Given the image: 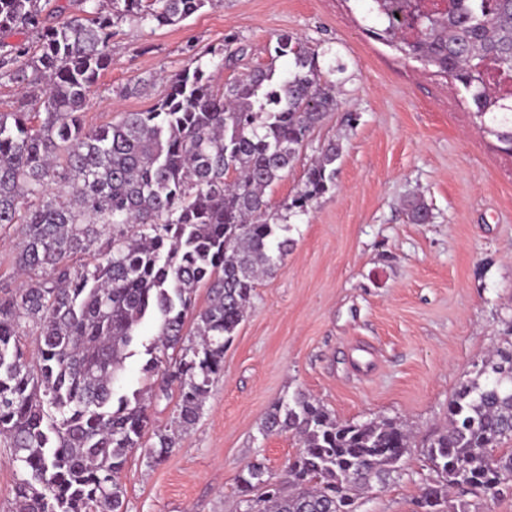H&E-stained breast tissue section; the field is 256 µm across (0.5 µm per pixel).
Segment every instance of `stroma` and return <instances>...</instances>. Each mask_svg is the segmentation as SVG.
Returning <instances> with one entry per match:
<instances>
[{"label": "stroma", "instance_id": "1", "mask_svg": "<svg viewBox=\"0 0 512 512\" xmlns=\"http://www.w3.org/2000/svg\"><path fill=\"white\" fill-rule=\"evenodd\" d=\"M362 0H212L174 26L124 21L112 66L91 87L83 121L144 112L192 58L209 64L225 38L246 48L217 84L266 64L275 38L298 36L332 74L339 107L275 184L279 206L329 140L340 139L336 187L290 217L292 244L261 279L199 420L161 463L128 457L124 512H244L236 478L253 462L282 476L298 452L263 436L271 405L297 391L341 422L378 417L415 438L397 474L364 491L354 512H421L433 474L422 445L474 365L512 342V156L498 149L466 93L365 32ZM432 221L412 223L411 197Z\"/></svg>", "mask_w": 512, "mask_h": 512}]
</instances>
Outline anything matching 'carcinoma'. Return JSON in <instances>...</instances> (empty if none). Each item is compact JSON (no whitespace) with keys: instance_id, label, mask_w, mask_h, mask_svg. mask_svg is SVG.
<instances>
[{"instance_id":"obj_1","label":"carcinoma","mask_w":512,"mask_h":512,"mask_svg":"<svg viewBox=\"0 0 512 512\" xmlns=\"http://www.w3.org/2000/svg\"><path fill=\"white\" fill-rule=\"evenodd\" d=\"M0 0V79L45 84L32 112L0 113V231L21 241L22 286L0 290V442L24 477L11 512H123L130 452L153 434L162 462L199 419L224 350L259 277L288 253L290 214L335 185L341 146L330 141L280 209L266 191L298 161L336 84L301 38L276 36L270 61L220 89L202 64L170 80L150 110L86 127L87 91L112 66L114 28L129 19L176 25L212 0ZM368 28L405 56L450 76L470 94L487 133L512 155V0H365ZM290 65L278 70L276 61ZM411 220L431 223L425 203ZM208 291L196 308V291ZM144 384L120 392L125 361L145 324ZM35 328L37 355L21 343ZM177 391L170 427L151 431L154 399ZM262 434H291L299 451L285 482L254 463L238 475L246 512H353L356 492L396 471L411 432L392 419L339 422L301 391L274 403ZM512 343L496 348L448 402V424L424 460L426 512H447L451 492L495 493L512 482ZM263 493L257 501L250 494Z\"/></svg>"}]
</instances>
